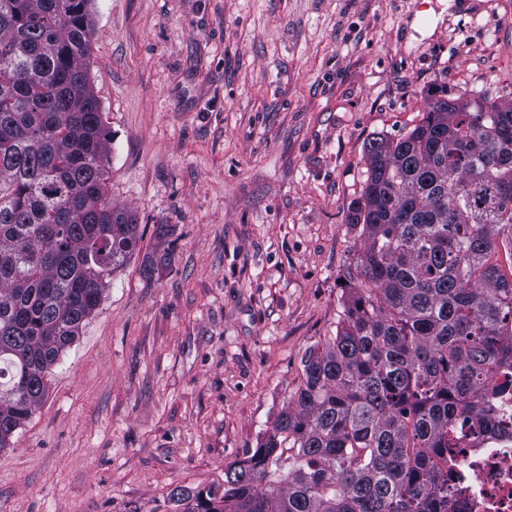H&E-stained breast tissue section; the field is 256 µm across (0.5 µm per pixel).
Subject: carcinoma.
I'll return each instance as SVG.
<instances>
[{
  "label": "carcinoma",
  "mask_w": 512,
  "mask_h": 512,
  "mask_svg": "<svg viewBox=\"0 0 512 512\" xmlns=\"http://www.w3.org/2000/svg\"><path fill=\"white\" fill-rule=\"evenodd\" d=\"M93 0H0V448L45 396L140 243L107 198L110 133L89 80ZM361 227L336 336L297 397L186 512H441L448 422L512 366V105L441 84L420 123L366 145Z\"/></svg>",
  "instance_id": "carcinoma-1"
}]
</instances>
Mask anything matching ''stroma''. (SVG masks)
<instances>
[{
    "mask_svg": "<svg viewBox=\"0 0 512 512\" xmlns=\"http://www.w3.org/2000/svg\"><path fill=\"white\" fill-rule=\"evenodd\" d=\"M108 197L141 242L0 449V512H183L335 336L376 135L512 101V0H93ZM152 264L144 278V264Z\"/></svg>",
    "mask_w": 512,
    "mask_h": 512,
    "instance_id": "35a3bbf8",
    "label": "stroma"
}]
</instances>
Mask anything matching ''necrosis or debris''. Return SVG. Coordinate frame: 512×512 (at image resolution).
Segmentation results:
<instances>
[{
	"instance_id": "necrosis-or-debris-1",
	"label": "necrosis or debris",
	"mask_w": 512,
	"mask_h": 512,
	"mask_svg": "<svg viewBox=\"0 0 512 512\" xmlns=\"http://www.w3.org/2000/svg\"><path fill=\"white\" fill-rule=\"evenodd\" d=\"M453 512H512V368L494 371L477 409L448 425Z\"/></svg>"
}]
</instances>
